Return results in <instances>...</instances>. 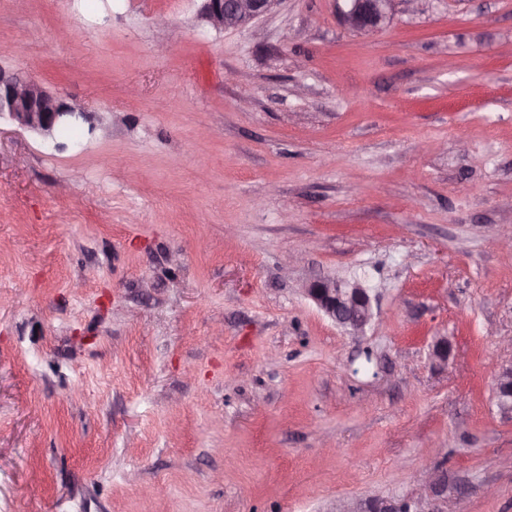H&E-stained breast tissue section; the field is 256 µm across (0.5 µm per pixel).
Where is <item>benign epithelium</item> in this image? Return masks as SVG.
Returning <instances> with one entry per match:
<instances>
[{"label": "benign epithelium", "mask_w": 512, "mask_h": 512, "mask_svg": "<svg viewBox=\"0 0 512 512\" xmlns=\"http://www.w3.org/2000/svg\"><path fill=\"white\" fill-rule=\"evenodd\" d=\"M204 19L215 29H241L267 14L278 0H203ZM343 21L351 29L369 33L389 17L394 0H345ZM6 117L18 127L45 138L74 127L85 118L84 108L47 92L35 79L0 68V118ZM305 293L338 326L354 335L364 332L373 317L369 289L357 282L349 283L332 277L311 281ZM496 398L501 412L512 414V365L500 370ZM439 485V475H424L417 499L397 503L371 498L355 512H431L428 498Z\"/></svg>", "instance_id": "obj_1"}]
</instances>
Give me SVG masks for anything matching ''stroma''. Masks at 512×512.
<instances>
[{
    "label": "stroma",
    "instance_id": "obj_1",
    "mask_svg": "<svg viewBox=\"0 0 512 512\" xmlns=\"http://www.w3.org/2000/svg\"><path fill=\"white\" fill-rule=\"evenodd\" d=\"M201 7L0 0V68L87 113L0 121V512H335L426 470L512 512V0ZM204 19L215 29H241L280 0H202ZM346 3L343 21L351 29L369 33L389 17L394 0H342ZM305 293L338 326L354 335L363 334L373 317L369 288L332 277L311 281ZM496 398L501 412L512 414V365L502 368L497 377Z\"/></svg>",
    "mask_w": 512,
    "mask_h": 512
}]
</instances>
